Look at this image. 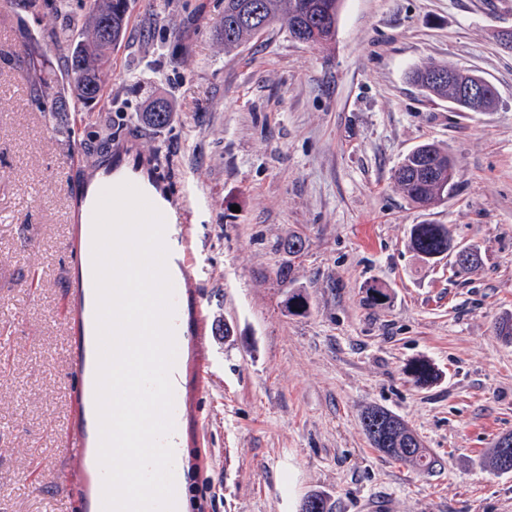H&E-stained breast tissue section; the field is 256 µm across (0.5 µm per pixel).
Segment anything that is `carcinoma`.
I'll list each match as a JSON object with an SVG mask.
<instances>
[{"instance_id":"1","label":"carcinoma","mask_w":512,"mask_h":512,"mask_svg":"<svg viewBox=\"0 0 512 512\" xmlns=\"http://www.w3.org/2000/svg\"><path fill=\"white\" fill-rule=\"evenodd\" d=\"M342 0H224L217 34L224 41V51L237 50L284 21L288 34L298 42L324 47L333 42ZM128 0H88L83 15L82 37L66 38L68 27L55 32V40L65 41V82L53 84L43 76L44 62L29 59L33 102L42 109L66 100L72 106L87 104L99 97L108 72L112 49L126 35ZM461 78V69L430 63L412 71L411 80L427 95L454 103L452 89ZM167 100H153L142 113L143 123L162 127L171 121ZM448 151L435 144L421 145L403 159L396 169L395 187L404 197L420 206H429L448 196L456 185L457 171L448 169ZM452 239L446 224H414L409 230L408 247L422 260L435 263L448 253ZM288 308L299 312L308 309L307 294L300 288L286 291ZM415 382L426 384L435 378L430 364L419 361L409 367ZM361 426L370 445L384 455L401 461L421 472H431L438 460L424 447L419 435L398 415L377 405L369 406L361 416ZM512 434L500 437L486 464L496 472H512Z\"/></svg>"}]
</instances>
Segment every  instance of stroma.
<instances>
[{
  "mask_svg": "<svg viewBox=\"0 0 512 512\" xmlns=\"http://www.w3.org/2000/svg\"><path fill=\"white\" fill-rule=\"evenodd\" d=\"M27 0H0V512H88L65 480L59 436L73 415L65 328L78 302L68 247L71 199L98 172V135L131 131L157 162L156 191L187 204L204 268L179 302L180 467L187 512H299L319 490L334 512H512V473L487 468L512 434V0H344L322 49L278 22L225 53L224 0H129L100 99L67 121L30 103L22 37L62 73L58 26ZM475 70L498 91L491 112L425 97L414 66ZM173 117L145 126L148 95ZM454 158L443 201L410 203L393 173L416 146ZM414 224H446L484 263L408 250ZM307 250L289 261V237ZM310 310L286 307L281 270ZM381 283L389 297L366 301ZM235 328L216 341V320ZM418 360L439 372L417 385ZM406 420L441 462L423 474L371 448L363 410Z\"/></svg>",
  "mask_w": 512,
  "mask_h": 512,
  "instance_id": "1",
  "label": "stroma"
}]
</instances>
